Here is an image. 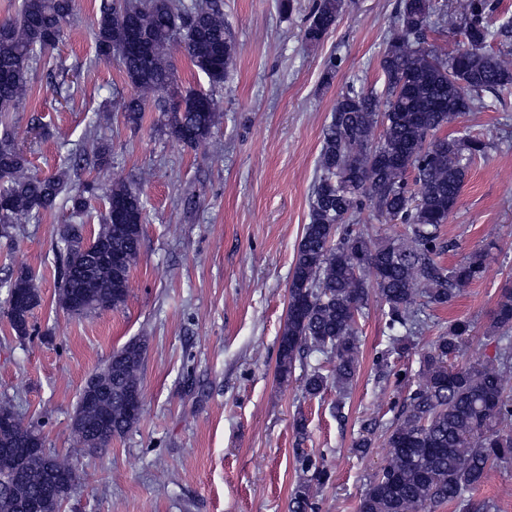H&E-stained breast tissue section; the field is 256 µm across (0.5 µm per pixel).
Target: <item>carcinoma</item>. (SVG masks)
<instances>
[{
  "mask_svg": "<svg viewBox=\"0 0 512 512\" xmlns=\"http://www.w3.org/2000/svg\"><path fill=\"white\" fill-rule=\"evenodd\" d=\"M344 0H316L304 40L321 42L336 24ZM500 0H450L447 16L463 24V41L448 47L430 43L427 29L435 0H398L396 33L380 58L382 90L348 86L336 98L324 126L317 177L309 200V223L294 257L288 314L281 330L277 367L281 377L295 371L306 352L333 361L330 373L313 368L304 375V393L336 388V418H344L345 397L359 369L356 319L376 290L391 333L390 351L376 358L388 375L389 352L406 347L407 336L426 307L445 308L479 280L490 257L488 247L453 266L440 255L454 248L442 226L455 208L471 164L487 154L478 137L440 136L449 120L483 103V94L512 91V66L487 50L492 42L512 44V19L496 21ZM75 15V0H20L15 15L0 21V117L21 112L28 103L34 72L63 43ZM95 57L118 56L133 94L122 99L126 124L137 129L154 104L173 141L194 147L222 124L216 93L234 59V36L224 23L223 0H99L92 23ZM143 38L141 53L124 51L130 29ZM183 49L209 89L179 85L171 50ZM102 199L105 212L96 228L84 216ZM69 205L76 224L56 229L63 256L59 296L69 315L117 308L128 295L130 273L142 246L145 203L139 188L87 181L70 189L64 179L31 171L10 125L0 123V237H11L23 219ZM368 213L381 223L399 224L402 233L379 242L358 224ZM368 269L373 283L361 271ZM30 270L10 273L3 283L24 295L7 309L20 339L33 335L31 315L41 295ZM88 305L77 310L72 302ZM498 348L488 363L450 360L460 356L473 327L448 321L443 334L418 352V370L394 373L408 388L396 421L386 429L388 456L362 492L357 512H434L450 504L458 512H492L490 501L474 503L466 493L479 485L491 465L512 460V287L502 290L491 314ZM145 342L135 339L112 352L91 378L110 388L96 409L78 401L72 435L77 445L103 450L129 431L139 412L127 402L142 393ZM0 419L16 424L0 431V512H27L53 472L61 484L72 479L68 460L31 447L44 445L36 428L17 420L13 405L0 402ZM302 475L288 512H315L314 486L328 471L322 459L297 457Z\"/></svg>",
  "mask_w": 512,
  "mask_h": 512,
  "instance_id": "cac0c4a2",
  "label": "carcinoma"
}]
</instances>
